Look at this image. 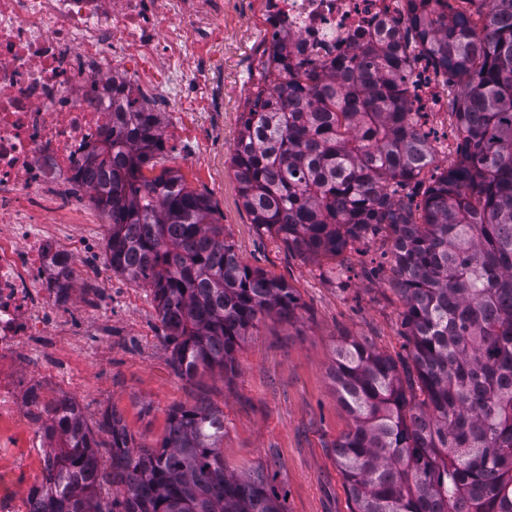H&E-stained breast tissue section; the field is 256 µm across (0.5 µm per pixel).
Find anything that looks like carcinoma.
I'll list each match as a JSON object with an SVG mask.
<instances>
[{
    "instance_id": "1",
    "label": "carcinoma",
    "mask_w": 512,
    "mask_h": 512,
    "mask_svg": "<svg viewBox=\"0 0 512 512\" xmlns=\"http://www.w3.org/2000/svg\"><path fill=\"white\" fill-rule=\"evenodd\" d=\"M482 4L448 0L446 18L415 8L397 39L320 70L288 64L285 34L242 113L232 164L256 232L305 258L390 238L409 357L343 336L329 369L353 420L335 445L353 512H512V0ZM421 57L449 89L458 156L428 185ZM165 150L161 113L118 102L85 176L111 221L112 270L151 288L176 374L228 378L262 320L291 322L302 305L243 263L182 175L144 173ZM411 182L420 203L400 194ZM47 431L60 448L40 512H286L262 470L225 471L224 411L206 401L173 407L157 448L109 411L94 430L72 408Z\"/></svg>"
}]
</instances>
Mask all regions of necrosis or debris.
I'll list each match as a JSON object with an SVG mask.
<instances>
[{"label": "necrosis or debris", "instance_id": "1", "mask_svg": "<svg viewBox=\"0 0 512 512\" xmlns=\"http://www.w3.org/2000/svg\"><path fill=\"white\" fill-rule=\"evenodd\" d=\"M409 0H0V449L45 445L47 342L76 320L60 286L99 253L95 215L69 191L112 126V76L134 67L126 97L160 105L177 91L198 110L209 70L181 63L202 32L232 25L261 41L289 35L291 59L319 67L384 37Z\"/></svg>", "mask_w": 512, "mask_h": 512}]
</instances>
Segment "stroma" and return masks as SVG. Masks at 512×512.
<instances>
[{
	"instance_id": "1",
	"label": "stroma",
	"mask_w": 512,
	"mask_h": 512,
	"mask_svg": "<svg viewBox=\"0 0 512 512\" xmlns=\"http://www.w3.org/2000/svg\"><path fill=\"white\" fill-rule=\"evenodd\" d=\"M207 56L206 105L198 112L165 110L164 166L178 171L220 213L224 239L242 261L284 278L302 304L292 325L261 322L235 354L236 373L204 372L186 382L174 371L150 288L108 271L109 256L86 261L72 283V301L85 315L77 342L57 338L69 368L55 391L81 406L89 424L104 411L120 415L138 444L158 447L173 406L199 400L224 412V462L237 472L263 470L285 494L287 512H352L354 503L336 464L334 445L352 426L328 377L340 336L370 341L393 359L411 344L389 270L365 275L356 252L343 265L303 259L277 238L256 234L238 197L231 163L241 116L258 83L245 70L253 43L232 28L209 31L188 55ZM107 269L95 279L94 265Z\"/></svg>"
}]
</instances>
